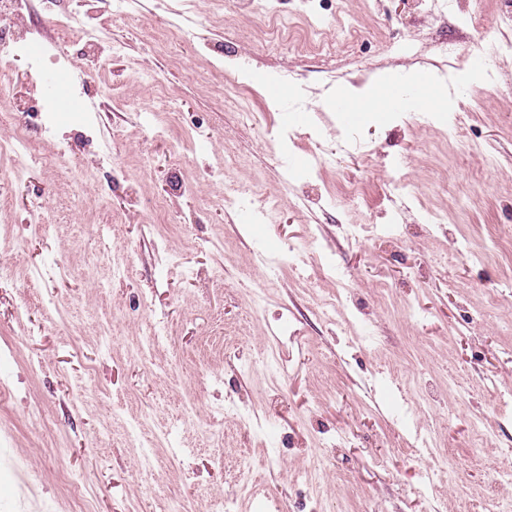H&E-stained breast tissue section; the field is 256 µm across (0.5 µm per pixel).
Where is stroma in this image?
<instances>
[{
  "label": "stroma",
  "instance_id": "obj_1",
  "mask_svg": "<svg viewBox=\"0 0 512 512\" xmlns=\"http://www.w3.org/2000/svg\"><path fill=\"white\" fill-rule=\"evenodd\" d=\"M128 8L136 21L120 18ZM51 9L104 23L110 62L74 101L86 122L62 113L28 131L88 171L83 205L60 170L34 164L16 182L0 159V195L26 239L20 254L0 244L14 272L0 282V345L21 351L0 361V512H75V485L90 512H165L171 497L193 506L213 494L251 512L232 471L243 458L247 480L285 512L512 501V483L487 488L490 469L512 465V58L491 60L487 83L461 81L482 31L512 39V0H454L432 15L414 0H29L22 28ZM282 16L319 27L335 58L289 41L270 52L269 21ZM353 28L359 41L346 39ZM177 30L190 38L175 51ZM448 40L460 52L451 68L436 62ZM50 41L43 75L72 81L91 67L83 45ZM219 63L224 81L192 79ZM401 68L447 87L479 151L449 147L442 115L338 123L337 89L359 94ZM292 108L303 126L282 124ZM243 110L263 113L262 126ZM351 135L373 167L354 152L313 167L317 147ZM486 151L497 169H485ZM229 184L244 209L222 207ZM354 185L362 199L349 197ZM158 200L168 223L151 218ZM434 211L445 223H427ZM40 217L51 222L42 233ZM453 241L489 264L449 261ZM291 247L303 251L296 265L257 261ZM337 294L335 321L320 319ZM156 320L171 342L141 353ZM183 403L205 435L168 433ZM473 409L492 438L478 462ZM402 415L434 432L459 480L414 494L423 464Z\"/></svg>",
  "mask_w": 512,
  "mask_h": 512
}]
</instances>
